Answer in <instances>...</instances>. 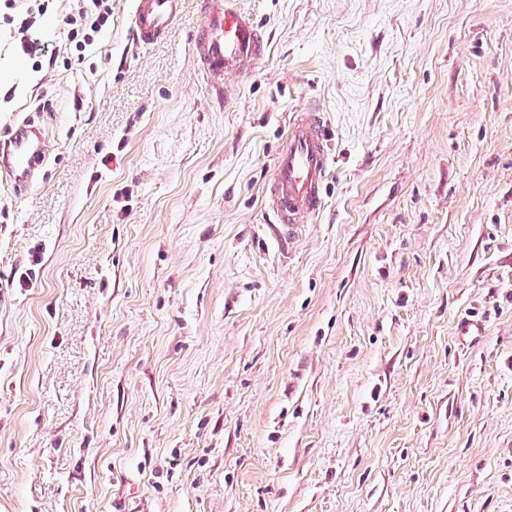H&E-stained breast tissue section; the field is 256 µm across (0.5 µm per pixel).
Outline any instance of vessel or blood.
<instances>
[{
  "instance_id": "obj_1",
  "label": "vessel or blood",
  "mask_w": 512,
  "mask_h": 512,
  "mask_svg": "<svg viewBox=\"0 0 512 512\" xmlns=\"http://www.w3.org/2000/svg\"><path fill=\"white\" fill-rule=\"evenodd\" d=\"M238 0H202L203 20L192 36V60L206 76L232 83L264 57L268 41L260 24L243 14ZM182 0H133L130 28L134 40L152 44L167 36ZM331 135L320 112L308 108L288 125L287 145L275 158L265 204L275 222L278 246L296 240L307 218L325 202L334 159ZM47 152L41 127L30 119L0 140V172L15 192L28 190Z\"/></svg>"
}]
</instances>
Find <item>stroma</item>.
Returning a JSON list of instances; mask_svg holds the SVG:
<instances>
[{
    "mask_svg": "<svg viewBox=\"0 0 512 512\" xmlns=\"http://www.w3.org/2000/svg\"><path fill=\"white\" fill-rule=\"evenodd\" d=\"M264 60L219 94L199 0L91 50L0 20V512H512V0H239ZM335 170L287 251L288 119ZM47 152V141L41 127L24 119L11 128L9 137L0 140V171L13 190H28Z\"/></svg>",
    "mask_w": 512,
    "mask_h": 512,
    "instance_id": "1",
    "label": "stroma"
}]
</instances>
